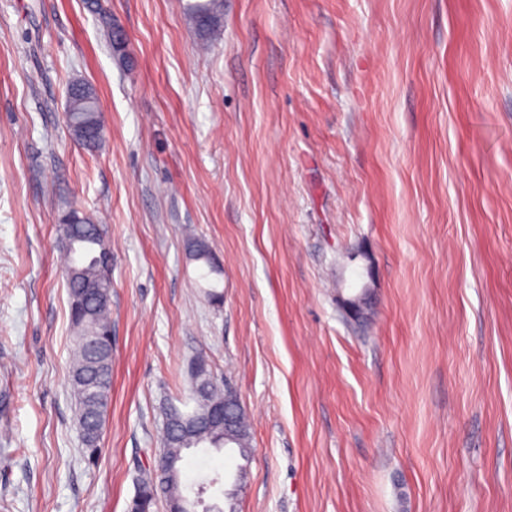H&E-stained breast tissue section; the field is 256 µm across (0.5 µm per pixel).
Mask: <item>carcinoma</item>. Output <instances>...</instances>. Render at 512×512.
<instances>
[{"label": "carcinoma", "mask_w": 512, "mask_h": 512, "mask_svg": "<svg viewBox=\"0 0 512 512\" xmlns=\"http://www.w3.org/2000/svg\"><path fill=\"white\" fill-rule=\"evenodd\" d=\"M190 18L203 40L209 39L220 27L223 0H200L190 6ZM72 112L66 114L67 127L80 145L94 148L103 138L105 124L98 107V99L84 85L72 86ZM62 223L72 239V246L65 251L63 269L68 272V290L71 319L76 329L75 344L69 384L76 400V420L81 431L83 452L90 460L101 452V436L88 431V416L92 408L105 416L108 394L112 390V321L111 303H100L96 292H110L109 277L99 264L100 253L106 251L101 225L83 216L76 209L65 213ZM231 393L220 387L214 376H209L208 400L222 405ZM239 424L232 431L231 439H224V428L216 426L208 431L162 439L163 455L152 469L143 470L137 478L134 498L128 512H153L158 501L166 503L171 512H193L187 492H197L199 483L184 482L186 453L197 448H212L219 452L235 448L246 459L250 452V433L243 407H238ZM176 460V468L163 479L160 468L165 461Z\"/></svg>", "instance_id": "obj_1"}]
</instances>
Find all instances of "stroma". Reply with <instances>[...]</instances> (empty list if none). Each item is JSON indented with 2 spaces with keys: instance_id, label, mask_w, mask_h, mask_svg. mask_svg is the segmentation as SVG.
I'll return each instance as SVG.
<instances>
[{
  "instance_id": "obj_1",
  "label": "stroma",
  "mask_w": 512,
  "mask_h": 512,
  "mask_svg": "<svg viewBox=\"0 0 512 512\" xmlns=\"http://www.w3.org/2000/svg\"><path fill=\"white\" fill-rule=\"evenodd\" d=\"M99 2L122 47L88 0H0V512H127L197 353L251 457L186 475L245 466L237 512H512V0H224L204 50L187 0ZM75 81L105 115L92 152ZM71 207L112 256L93 463ZM72 89L74 92L70 97L73 112H66L67 127L79 145L94 148L101 143L105 128L98 99L92 89L84 85L75 84Z\"/></svg>"
}]
</instances>
